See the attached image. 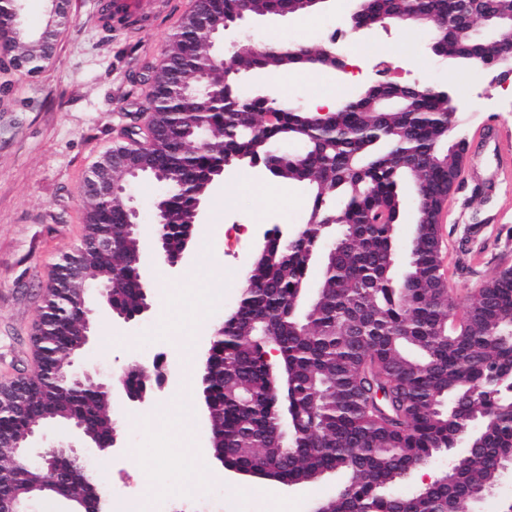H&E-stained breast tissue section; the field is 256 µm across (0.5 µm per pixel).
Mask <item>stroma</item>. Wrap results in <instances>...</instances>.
Returning a JSON list of instances; mask_svg holds the SVG:
<instances>
[{
    "label": "stroma",
    "instance_id": "35a3bbf8",
    "mask_svg": "<svg viewBox=\"0 0 512 512\" xmlns=\"http://www.w3.org/2000/svg\"><path fill=\"white\" fill-rule=\"evenodd\" d=\"M192 0H169L153 27L144 33H117L104 38L90 22L91 0H69L71 25L56 38L52 61L42 72H12L8 92H0V385L33 372V333L40 319L45 288L60 255L80 243L89 199L83 183L99 158L121 140L131 115L151 93L149 74L160 66L170 37L189 14ZM353 0H330L327 7L298 16L267 17L237 27L235 40L256 47L269 41L321 44L319 31L343 30ZM432 32L425 26L372 27L348 34L349 61L369 70L376 59L401 66L406 83L460 87L466 107L457 114L455 136L470 140L465 161L483 178L458 184L444 203L442 277L458 307L503 268L512 267V181H491L499 161L492 141L472 139L488 120L512 135V79L497 71L452 68L433 56ZM269 89L304 105L319 99L346 97L363 78H342L333 71L283 73L263 79ZM269 176L246 165L225 173L199 207L195 237L184 261L170 266L156 256L150 237H143L142 275L149 308L123 322L109 307L93 301V324L79 365L101 377H120L128 366L161 353L170 378L163 392L142 404H127L113 386L109 408L121 421L120 452L103 451L65 424H50L38 439L41 448L72 440L80 459L108 491L111 512H136L150 495L152 512H313L345 485L330 473L307 485L286 487L226 470L209 448V419L200 390H187V365L179 344L194 337L205 348L225 313L236 306L245 271L263 247L272 225L296 228L307 221L308 191L280 185L266 192ZM253 225L250 239L235 252L224 250V220ZM197 275L200 286L184 283ZM170 297L166 320L158 318V300ZM168 408L154 417L156 404ZM197 448V463L173 452L174 439ZM201 478L193 491L179 495L189 466Z\"/></svg>",
    "mask_w": 512,
    "mask_h": 512
}]
</instances>
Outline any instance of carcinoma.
Instances as JSON below:
<instances>
[{
  "label": "carcinoma",
  "instance_id": "1",
  "mask_svg": "<svg viewBox=\"0 0 512 512\" xmlns=\"http://www.w3.org/2000/svg\"><path fill=\"white\" fill-rule=\"evenodd\" d=\"M465 0H357L361 22L374 26L414 13L438 20L443 35L431 52L460 68L512 62L491 36L462 34ZM227 25L251 17L293 16L306 0H214ZM494 12L512 20V0H478L474 19ZM290 55L268 45L238 55L235 73L188 23L152 76L150 122L167 131L153 153L165 174V233L178 242L220 178L221 165L260 164L278 182L309 191L307 223L284 241L271 232L247 271L241 298L221 324L200 376L216 449L224 462L268 472L282 485L342 473L347 484L326 501L327 512H463L473 490H487L512 454V269L487 280L459 318L440 274L434 238L418 224L406 249L396 226L401 186L412 182L415 203L448 194V168L463 163L466 140L448 143L455 92L427 84L383 81L338 102L326 122L301 103L267 92L245 93V75L333 70L318 46ZM296 143V155L277 154ZM409 159L404 164L403 159ZM122 199H92L83 237L64 253L47 285L36 342L46 369L22 383L24 406L0 397V434L14 436L35 416L88 420L102 440L118 424L106 391L72 380L70 351L77 314L64 287L69 258L87 270L85 296L112 275V311H142L145 283L135 260L140 239L125 224ZM112 233V250L97 245ZM322 258L316 297L305 301L310 263ZM278 352L277 363L265 358ZM152 372L131 366L126 387H146ZM456 456L452 481L433 482L409 496L392 487L441 452ZM14 449L0 446V500L17 488L34 490L40 472L19 469ZM91 479L79 463L65 464L59 484L78 498Z\"/></svg>",
  "mask_w": 512,
  "mask_h": 512
}]
</instances>
